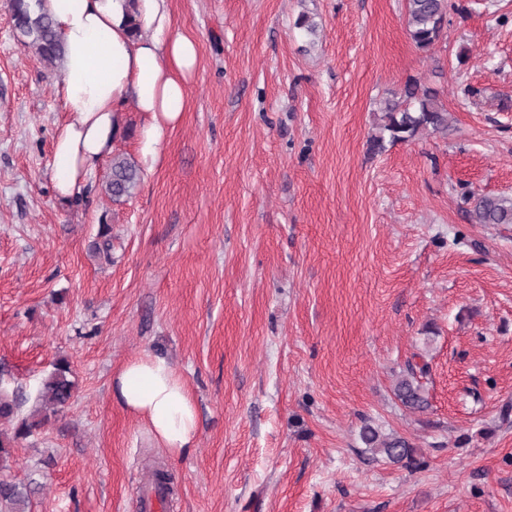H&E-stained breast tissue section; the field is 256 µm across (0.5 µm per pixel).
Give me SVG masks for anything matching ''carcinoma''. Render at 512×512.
Here are the masks:
<instances>
[{
	"instance_id": "cac0c4a2",
	"label": "carcinoma",
	"mask_w": 512,
	"mask_h": 512,
	"mask_svg": "<svg viewBox=\"0 0 512 512\" xmlns=\"http://www.w3.org/2000/svg\"><path fill=\"white\" fill-rule=\"evenodd\" d=\"M12 17L20 34V42L31 49L43 62L60 66L63 47L53 20L31 10L26 0H12ZM448 0H406L405 26L411 42L423 52H429L443 35V23L448 17ZM380 122L377 134L370 138V149L380 152L385 142L392 144L414 140L424 131L448 134V111L439 101L437 89L419 79L411 78L393 95L380 102ZM140 182L139 171L127 158L112 157L111 172L105 183V193L113 200L131 196ZM471 205L469 215L477 224H512V198L472 193L465 196ZM426 373L427 366L417 369L408 366L406 373L396 381L394 395L407 408L422 411L427 406L416 373ZM75 390L70 363L61 359L53 371L41 379L37 389L38 406L20 417L16 398L0 389V420L10 424L11 431L0 432V464L11 457L13 443L26 439L41 429L50 416L69 406ZM360 438L364 452L374 458H385L393 464L409 465L413 461V447L405 438L380 434L366 424ZM31 484L0 480V512H27Z\"/></svg>"
}]
</instances>
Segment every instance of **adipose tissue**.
Here are the masks:
<instances>
[{
	"label": "adipose tissue",
	"mask_w": 512,
	"mask_h": 512,
	"mask_svg": "<svg viewBox=\"0 0 512 512\" xmlns=\"http://www.w3.org/2000/svg\"><path fill=\"white\" fill-rule=\"evenodd\" d=\"M34 8L52 17L65 49L60 94L67 118L56 129L50 167L66 203L111 154L126 104L145 116L143 157H158L166 129L182 119L198 53L174 22L172 0H36ZM112 394L169 453L191 444L196 407L164 358L125 364L112 378Z\"/></svg>",
	"instance_id": "1"
}]
</instances>
